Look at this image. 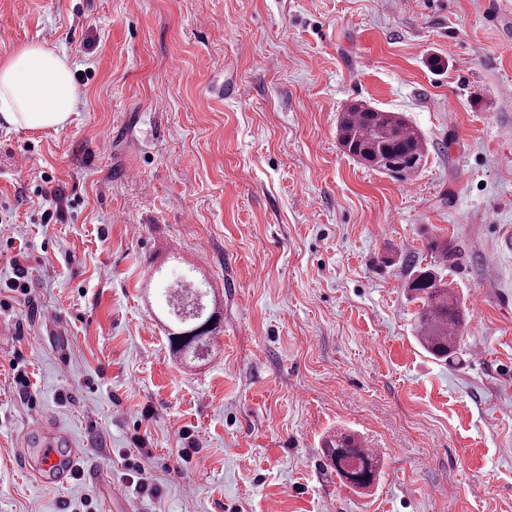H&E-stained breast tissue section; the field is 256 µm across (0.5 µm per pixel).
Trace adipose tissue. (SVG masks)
<instances>
[{
    "label": "adipose tissue",
    "instance_id": "adipose-tissue-1",
    "mask_svg": "<svg viewBox=\"0 0 512 512\" xmlns=\"http://www.w3.org/2000/svg\"><path fill=\"white\" fill-rule=\"evenodd\" d=\"M77 101L71 67L55 50L28 44L0 62V126L58 128Z\"/></svg>",
    "mask_w": 512,
    "mask_h": 512
}]
</instances>
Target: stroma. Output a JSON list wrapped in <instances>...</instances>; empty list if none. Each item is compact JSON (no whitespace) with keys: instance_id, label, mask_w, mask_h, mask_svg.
I'll use <instances>...</instances> for the list:
<instances>
[{"instance_id":"1","label":"stroma","mask_w":512,"mask_h":512,"mask_svg":"<svg viewBox=\"0 0 512 512\" xmlns=\"http://www.w3.org/2000/svg\"><path fill=\"white\" fill-rule=\"evenodd\" d=\"M492 2L0 0V59L53 48L80 94L65 127H0V512H115L114 486L141 512H512V13ZM358 102L421 132L408 182L343 152ZM436 240L470 315L447 362L407 290ZM186 271L217 312L191 363L163 300ZM44 422L111 483L29 474ZM336 431L378 450V485L330 470Z\"/></svg>"}]
</instances>
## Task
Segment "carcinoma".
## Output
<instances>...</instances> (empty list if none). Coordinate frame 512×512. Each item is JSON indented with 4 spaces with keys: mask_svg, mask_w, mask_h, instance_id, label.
Segmentation results:
<instances>
[{
    "mask_svg": "<svg viewBox=\"0 0 512 512\" xmlns=\"http://www.w3.org/2000/svg\"><path fill=\"white\" fill-rule=\"evenodd\" d=\"M337 136L346 153L360 163L382 170L389 156L414 158L417 164L407 166L402 175L392 176L405 181L414 176L426 157V147L419 131L405 115L386 112L360 104L342 113L337 124ZM435 254L433 263L415 270L409 277L408 288L412 300L420 301L415 314L414 328L423 349L437 360H448L460 345L466 327V310L446 280V271L455 265V257L448 244L435 241L431 245ZM196 297V285L187 278L182 287L167 298L182 304ZM209 315L192 323H182L178 331L167 332L169 343L190 359L195 357L196 344L211 333ZM328 466L339 479L355 488L373 486L380 477V458L368 452L355 434L332 435L324 442Z\"/></svg>",
    "mask_w": 512,
    "mask_h": 512,
    "instance_id": "cac0c4a2",
    "label": "carcinoma"
}]
</instances>
